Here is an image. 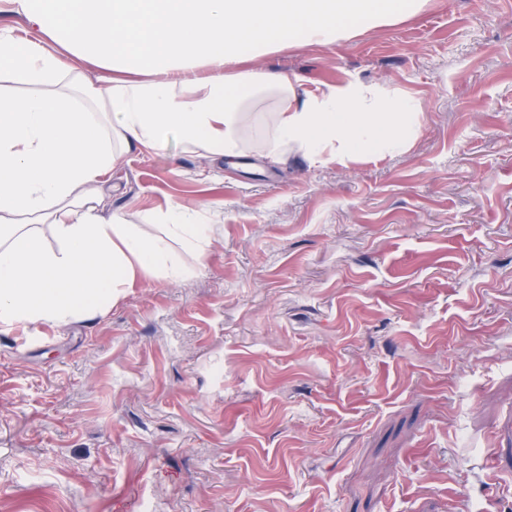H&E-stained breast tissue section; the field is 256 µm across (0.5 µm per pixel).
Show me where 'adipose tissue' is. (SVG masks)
Listing matches in <instances>:
<instances>
[{
  "mask_svg": "<svg viewBox=\"0 0 512 512\" xmlns=\"http://www.w3.org/2000/svg\"><path fill=\"white\" fill-rule=\"evenodd\" d=\"M427 0H0L34 38L0 33V77L68 82L70 93L0 97V324H67L117 300L169 265V243L204 252L208 225L179 205L166 237L106 210L112 172L134 150L177 132L192 150H237L232 104L268 82L287 90L274 148L346 166L402 152L418 109L406 95L351 82L297 94L293 80L260 68L225 73L295 40L333 42L415 14ZM101 71L89 81L77 61ZM57 247H50L48 238Z\"/></svg>",
  "mask_w": 512,
  "mask_h": 512,
  "instance_id": "ef3b65f1",
  "label": "adipose tissue"
}]
</instances>
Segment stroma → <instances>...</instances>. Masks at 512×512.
<instances>
[{
    "instance_id": "1",
    "label": "stroma",
    "mask_w": 512,
    "mask_h": 512,
    "mask_svg": "<svg viewBox=\"0 0 512 512\" xmlns=\"http://www.w3.org/2000/svg\"><path fill=\"white\" fill-rule=\"evenodd\" d=\"M297 92L412 97V148L273 154L284 95L241 98L235 158L177 134L109 209L211 227L94 317L0 326L7 512H512V0H429L253 59ZM167 221V238L178 241L185 248L198 252L203 256L210 241L209 225L199 224L197 212L173 205L165 215Z\"/></svg>"
}]
</instances>
